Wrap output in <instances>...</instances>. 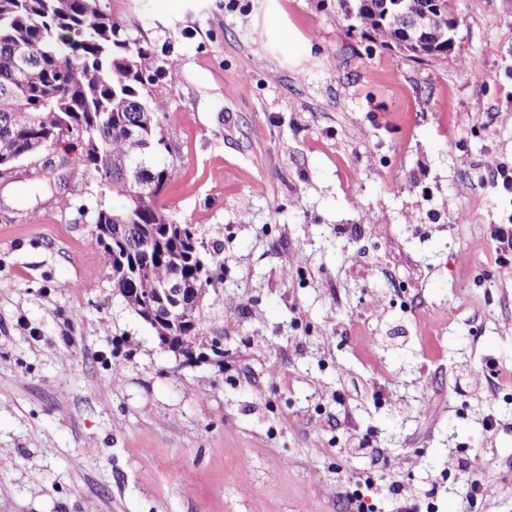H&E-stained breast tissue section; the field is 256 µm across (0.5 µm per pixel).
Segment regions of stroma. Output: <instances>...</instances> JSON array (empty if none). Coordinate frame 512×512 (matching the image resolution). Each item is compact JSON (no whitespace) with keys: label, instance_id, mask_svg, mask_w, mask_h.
I'll list each match as a JSON object with an SVG mask.
<instances>
[{"label":"stroma","instance_id":"35a3bbf8","mask_svg":"<svg viewBox=\"0 0 512 512\" xmlns=\"http://www.w3.org/2000/svg\"><path fill=\"white\" fill-rule=\"evenodd\" d=\"M105 5L168 49L157 205L219 251L224 359L123 304L65 146L0 175V512H347L340 472L397 485L374 512L410 490L512 512V275L487 238L512 200L485 182L512 166V0H457L454 51L421 60L348 31L346 0ZM351 432L373 453L341 457Z\"/></svg>","mask_w":512,"mask_h":512}]
</instances>
